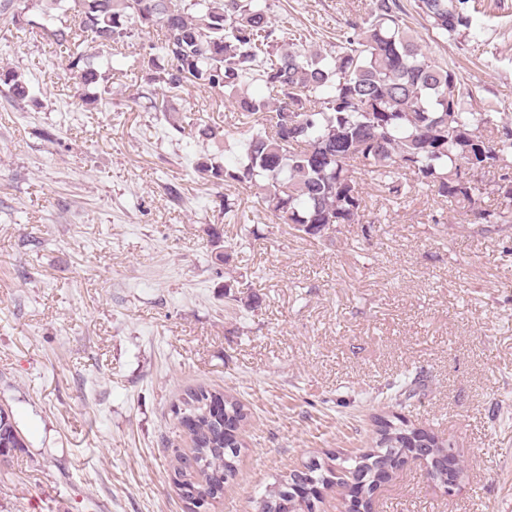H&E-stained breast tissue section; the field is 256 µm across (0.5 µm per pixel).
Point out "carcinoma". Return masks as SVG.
Listing matches in <instances>:
<instances>
[{
    "mask_svg": "<svg viewBox=\"0 0 512 512\" xmlns=\"http://www.w3.org/2000/svg\"><path fill=\"white\" fill-rule=\"evenodd\" d=\"M14 2L0 0V17L38 27L50 44L69 50L66 69L85 106L112 94L110 76L126 74L112 46L137 32L153 36L140 79L174 131L224 148V127L204 121L188 129L169 106L167 94L187 83L229 101L242 125L261 122L240 157L223 163L200 155L194 170L213 186L257 187L265 215L305 240L330 241L336 225L360 223L367 208L360 174L389 201L421 185L465 218L512 226V116L464 110L465 100L472 107L481 102L478 87L431 61L401 0H371L324 53L301 50L302 38L271 18L266 0H32L38 22L23 21ZM468 2L414 0V7L436 34L466 36L473 26ZM249 77L264 90H245ZM0 84L17 100L29 95L22 74L3 62ZM490 169L499 172L503 201L480 210L473 174ZM208 236L219 275L232 251L221 246L220 228L209 227ZM224 287L234 289L225 298L256 306L248 283ZM420 387L417 376L391 399L401 406ZM171 412L187 439L186 447L171 449L172 481L180 493H197L187 512H210L238 472L249 408L221 389L198 385L185 389ZM375 422L365 451L329 455L281 476L265 488L259 509L317 512L327 490L343 499L371 495L392 480L400 457L424 466L440 485L463 472L448 468V456L458 459L450 442L422 434L401 416ZM25 447L14 414L0 406V465Z\"/></svg>",
    "mask_w": 512,
    "mask_h": 512,
    "instance_id": "1",
    "label": "carcinoma"
}]
</instances>
